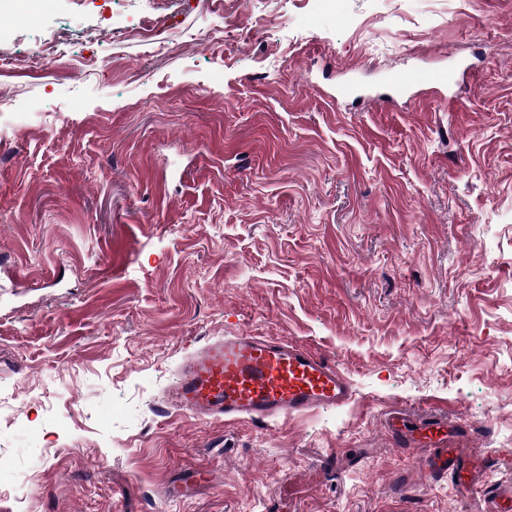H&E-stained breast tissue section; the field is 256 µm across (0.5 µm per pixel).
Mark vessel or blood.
I'll return each instance as SVG.
<instances>
[{
	"mask_svg": "<svg viewBox=\"0 0 512 512\" xmlns=\"http://www.w3.org/2000/svg\"><path fill=\"white\" fill-rule=\"evenodd\" d=\"M455 68L421 74L400 71L390 76L393 88L404 91L420 82L438 87L455 83ZM354 396L351 379L334 363L288 341L239 333L208 341L187 356L179 377L166 395V406L199 420L268 424L324 408L343 407ZM386 425L396 445L414 447L419 439L432 440L423 458L428 479L452 478L461 494L462 512H502L512 491L488 487L485 470L512 465V450L476 453L448 447L439 436L463 431L459 420L439 414L391 412Z\"/></svg>",
	"mask_w": 512,
	"mask_h": 512,
	"instance_id": "b4317fda",
	"label": "vessel or blood"
}]
</instances>
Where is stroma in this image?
<instances>
[{
	"mask_svg": "<svg viewBox=\"0 0 512 512\" xmlns=\"http://www.w3.org/2000/svg\"><path fill=\"white\" fill-rule=\"evenodd\" d=\"M20 3L0 512H458L385 420L434 407L458 447L512 448V0ZM155 20L165 43L125 33ZM59 35L53 84L30 82ZM451 63L452 87L388 86ZM242 332L334 362L352 402L164 410L181 360Z\"/></svg>",
	"mask_w": 512,
	"mask_h": 512,
	"instance_id": "1",
	"label": "stroma"
}]
</instances>
